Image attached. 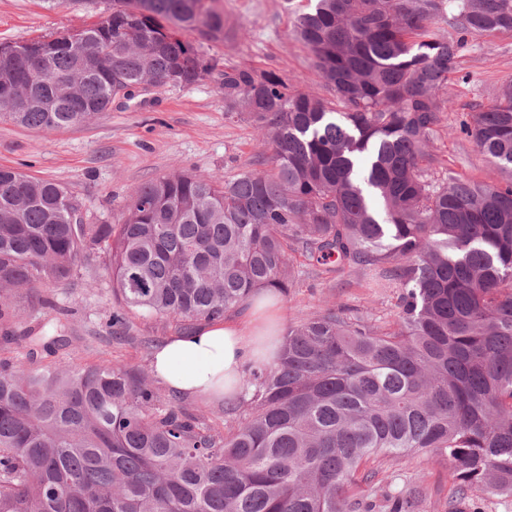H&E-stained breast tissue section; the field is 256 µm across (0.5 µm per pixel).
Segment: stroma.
Segmentation results:
<instances>
[{
  "label": "stroma",
  "instance_id": "obj_1",
  "mask_svg": "<svg viewBox=\"0 0 512 512\" xmlns=\"http://www.w3.org/2000/svg\"><path fill=\"white\" fill-rule=\"evenodd\" d=\"M308 0H221L227 35L218 42L198 43L205 58L219 65L271 71L290 89L334 100L324 87L306 46L292 33L296 11ZM112 0H0V43L46 39L99 22ZM512 84V32L469 37L445 90L453 106L445 111L441 134L431 145L437 175L454 171L486 184L501 180L496 166L461 133L464 121L492 105ZM264 145L244 114L224 110V85L212 73L195 85L150 88L134 99H114L109 109L87 123L54 131L25 128L0 120V166H7L66 186L75 196L85 223H122L134 191L163 176L193 172L222 179L236 175ZM399 291L395 283L365 269L331 271L323 264L305 271L296 288L280 296L274 311L280 328L337 302L376 327L388 328ZM51 298L67 310L63 334L68 343L52 357L67 365L108 358L150 370L156 345L177 335L166 316L129 314L128 336L111 337L105 327L110 312L121 309L119 296L96 260L64 288H22L11 296L17 313L15 335L39 332L54 320L41 304ZM411 483L421 494L418 512H447L452 487L444 466L420 455L383 461L367 493L380 501Z\"/></svg>",
  "mask_w": 512,
  "mask_h": 512
}]
</instances>
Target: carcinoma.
<instances>
[{"instance_id":"1","label":"carcinoma","mask_w":512,"mask_h":512,"mask_svg":"<svg viewBox=\"0 0 512 512\" xmlns=\"http://www.w3.org/2000/svg\"><path fill=\"white\" fill-rule=\"evenodd\" d=\"M448 33H442L443 26ZM224 39L217 0H112L77 32L0 43V117L52 131L146 86L215 65L179 31ZM512 31V0H315L296 15L336 104L271 72L224 68V108L267 150L230 179L139 187L120 224H87L67 187L0 166V321L17 288L66 286L105 258L125 308L202 322L298 284L309 265L379 268L401 288L380 330L328 304L245 372L237 425L161 402L149 375L102 359L45 368L0 357V512H373L354 490L383 456L426 455L455 494L512 497V85L463 133L503 183L433 179L448 77L467 37ZM105 58L88 55L93 46ZM43 51L41 77L28 52ZM29 106L16 111L18 90ZM408 487L380 512H415Z\"/></svg>"}]
</instances>
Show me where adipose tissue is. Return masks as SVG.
<instances>
[{"mask_svg":"<svg viewBox=\"0 0 512 512\" xmlns=\"http://www.w3.org/2000/svg\"><path fill=\"white\" fill-rule=\"evenodd\" d=\"M275 305L273 294L264 292L254 299L247 321L228 317L169 338L153 354L155 377L189 397L221 401L243 394L247 366L276 356Z\"/></svg>","mask_w":512,"mask_h":512,"instance_id":"1","label":"adipose tissue"}]
</instances>
